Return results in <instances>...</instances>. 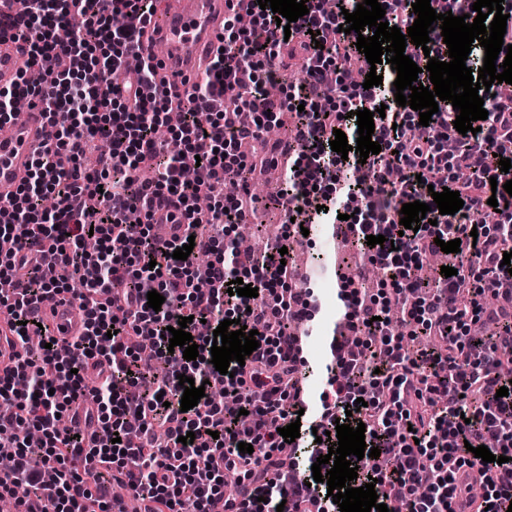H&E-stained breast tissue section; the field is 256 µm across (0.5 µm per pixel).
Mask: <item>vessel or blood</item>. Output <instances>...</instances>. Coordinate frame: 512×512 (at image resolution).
I'll return each mask as SVG.
<instances>
[{
	"instance_id": "1",
	"label": "vessel or blood",
	"mask_w": 512,
	"mask_h": 512,
	"mask_svg": "<svg viewBox=\"0 0 512 512\" xmlns=\"http://www.w3.org/2000/svg\"><path fill=\"white\" fill-rule=\"evenodd\" d=\"M237 3L238 0H169L156 12L149 35L161 50V76L178 91L188 90L193 78L209 69L211 44L223 29L229 8ZM26 60L22 43L7 34L0 36L1 87L15 83ZM50 137V127L36 110L0 130V205L16 194L35 151ZM42 315L61 339L68 341L83 332L84 314L75 305L57 302L43 307Z\"/></svg>"
}]
</instances>
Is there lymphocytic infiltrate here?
I'll list each match as a JSON object with an SVG mask.
<instances>
[{
	"mask_svg": "<svg viewBox=\"0 0 512 512\" xmlns=\"http://www.w3.org/2000/svg\"><path fill=\"white\" fill-rule=\"evenodd\" d=\"M156 0H28L22 15L0 24L26 44L28 67L43 73L32 86L20 81L0 89V124L13 118L22 98L40 108L52 129L51 140L34 155L15 201L0 207V308H6L15 340L26 344L40 337L42 349L27 348L13 366L0 372V401L12 410L0 415V447L14 451L11 466L0 469V497L14 501V512H111L110 503L94 498L88 481H113L137 500L145 512H177L191 500L195 512H211L223 500L224 512H340L326 483L314 482L311 467L327 455V443L316 433L336 423H364L367 447L379 458L357 463L353 487L365 476L376 478L377 495L400 500L406 512H507L512 507V385L498 367L505 353L502 337L512 336V297L503 296L512 272L502 264L512 250V226L488 229L477 223L488 212L489 198L512 207L500 158L512 159V96L485 97L488 112L480 132L456 131L451 101L440 102L429 125L410 107L397 105L395 70L382 63L370 67L352 35L340 32L345 11L361 0H336L327 12L323 0H309L307 15L278 27L276 15L257 0H239V12L225 16L217 36L218 50L205 76L185 95L161 92L151 97L155 65L143 43V28L155 13ZM318 38H311V31ZM298 58L306 72L302 86L273 101L266 112H251L266 85L284 81L281 54ZM359 66L376 70L379 86L353 84L337 89L324 83L325 71ZM235 101L234 116L213 109V100ZM384 109L375 118L372 141L379 154L360 160L332 151L334 130L355 143L358 126L352 113ZM180 115L170 139L157 131L169 113ZM294 112L293 136L302 149L282 142L287 158L281 197L289 216L306 206L308 193L320 199L322 211H310L311 222L346 225L371 261L392 279L395 294L412 296L411 318L440 346L409 351L385 316V297L362 293L358 280L342 282L337 296L352 335L334 334L327 365V386L320 395L322 413L307 414L300 373V339L291 329L308 316L309 301L290 288L291 269L267 254H240L232 246L212 257L224 220L240 222V200L225 202L224 180L236 168L260 172L265 157L247 156L270 121ZM167 126V125H166ZM107 143L94 168L80 165L87 149ZM199 156L207 173L199 183L181 174L182 155ZM459 192L464 206L440 214L433 192ZM429 204L419 230L402 229L394 200ZM167 209L168 223L180 227L172 241L160 243L152 226L130 222L145 209ZM384 235L385 244L368 246L367 236ZM96 251L84 248L88 239ZM460 239L457 273L437 274L435 285L422 290L412 270L422 257L438 250L437 240ZM192 245L194 255L173 259ZM36 250L43 264L31 267L27 253ZM208 255L199 266L196 255ZM493 271L492 280L473 275L474 265ZM257 287L252 298L229 295L235 279ZM157 291L160 310L148 307L147 294ZM70 295L85 314V331L59 342L35 321L45 297ZM496 297L490 307L485 295ZM483 316L496 333L469 335L468 319ZM188 318L199 355L183 357L170 348L168 327ZM205 320L207 334L197 332ZM240 320L257 331L259 348L244 362H231L229 374L215 371L211 360L213 332L221 321ZM151 338L159 370L145 374L128 339ZM101 378L87 387L88 366ZM195 384H218L239 395L250 428L202 397L181 411L184 393L179 376ZM247 395H240V388ZM367 405L346 414L357 398ZM83 404L88 423L101 438L86 444L75 429L60 431V413ZM140 412L130 425V412ZM299 422L296 453H279L285 442L280 428ZM194 432L193 444L180 436ZM494 440L492 454L505 463L475 458L473 447ZM252 445L240 452L239 443ZM477 468L474 481L460 482L465 468ZM239 473L235 498L224 496V473Z\"/></svg>",
	"mask_w": 512,
	"mask_h": 512,
	"instance_id": "1",
	"label": "lymphocytic infiltrate"
}]
</instances>
